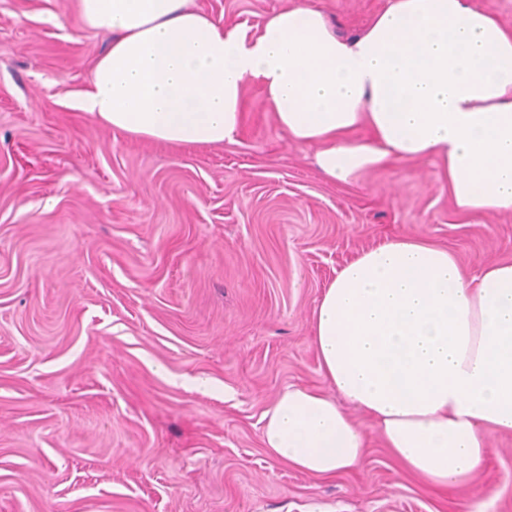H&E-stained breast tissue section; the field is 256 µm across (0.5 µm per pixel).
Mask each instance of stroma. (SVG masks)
Returning <instances> with one entry per match:
<instances>
[{
	"label": "stroma",
	"instance_id": "obj_1",
	"mask_svg": "<svg viewBox=\"0 0 512 512\" xmlns=\"http://www.w3.org/2000/svg\"><path fill=\"white\" fill-rule=\"evenodd\" d=\"M363 32L385 0H315ZM284 0H194L256 36ZM106 49L73 0H0V512H512V435L468 482L273 460L262 416L327 388L311 314L361 251L422 236L512 259V211L457 213L430 163L330 180L247 85L224 144L133 139L77 108ZM204 386H195V379Z\"/></svg>",
	"mask_w": 512,
	"mask_h": 512
}]
</instances>
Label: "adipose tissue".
Returning <instances> with one entry per match:
<instances>
[{"label":"adipose tissue","instance_id":"ef3b65f1","mask_svg":"<svg viewBox=\"0 0 512 512\" xmlns=\"http://www.w3.org/2000/svg\"><path fill=\"white\" fill-rule=\"evenodd\" d=\"M191 0H75L107 41L81 109L126 135L218 145L259 83L276 125L345 182L432 160L458 211H512V28L472 0H386L356 38L307 0L255 37ZM330 391L290 385L263 414L269 455L330 477L357 470L375 425L401 466L448 489L512 432V261L465 271L423 237H398L337 271L312 313Z\"/></svg>","mask_w":512,"mask_h":512}]
</instances>
